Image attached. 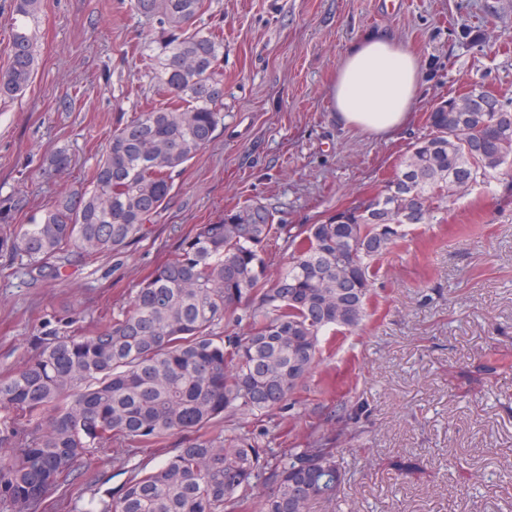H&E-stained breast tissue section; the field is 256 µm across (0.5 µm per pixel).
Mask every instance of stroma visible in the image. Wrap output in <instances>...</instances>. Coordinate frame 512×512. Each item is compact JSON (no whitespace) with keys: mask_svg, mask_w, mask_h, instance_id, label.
<instances>
[{"mask_svg":"<svg viewBox=\"0 0 512 512\" xmlns=\"http://www.w3.org/2000/svg\"><path fill=\"white\" fill-rule=\"evenodd\" d=\"M208 3L224 28L223 124L125 252L72 260L57 281L32 280L21 258L0 256V377L27 357L43 322L76 308L92 323L125 308L193 225L248 199L276 223H317L399 172L435 103L474 81L512 98V0ZM34 26L32 80L0 98V206L12 214L0 238L81 188L107 135L154 95L137 51L154 27L128 0H42ZM380 32L418 57L423 83L410 121L389 137L341 123L330 97L347 46ZM59 150L67 169L49 163ZM405 232L378 263L363 326L322 337L320 365L282 409L228 413L219 430L277 461L307 447L334 411L362 403L366 414L338 443L337 501L312 512H512V178L491 175L449 203L443 223ZM488 362L493 374L464 379ZM178 443H114L109 460L72 476L69 492L86 507ZM399 460L423 469L398 479Z\"/></svg>","mask_w":512,"mask_h":512,"instance_id":"obj_1","label":"stroma"}]
</instances>
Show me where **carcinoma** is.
<instances>
[{
  "mask_svg": "<svg viewBox=\"0 0 512 512\" xmlns=\"http://www.w3.org/2000/svg\"><path fill=\"white\" fill-rule=\"evenodd\" d=\"M40 0H14L35 17ZM157 35L139 47L158 100L112 130L83 190L64 193L37 224L0 238L36 280L62 275L77 253L92 263L142 237L182 171L224 121V37L207 25L206 0H129ZM0 70V95L34 73L35 35L19 25ZM474 110L451 99L429 112L401 170L374 196L293 229L259 203L197 224L175 257L157 266L128 306L87 333L72 312L63 329L30 338L33 354L0 377V512H75L54 494L114 442L143 447L172 436L176 452L134 472L86 512H303L336 500L340 470L333 430L314 433L272 463L263 449L213 434L226 411L282 408L320 361L321 336L367 317L376 263L417 224H440L442 204L512 166V107L470 84ZM283 240L288 263L272 273L266 251ZM236 331L224 333L221 326ZM256 488L250 499L244 492Z\"/></svg>",
  "mask_w": 512,
  "mask_h": 512,
  "instance_id": "cac0c4a2",
  "label": "carcinoma"
}]
</instances>
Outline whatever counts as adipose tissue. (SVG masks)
<instances>
[{
	"label": "adipose tissue",
	"mask_w": 512,
	"mask_h": 512,
	"mask_svg": "<svg viewBox=\"0 0 512 512\" xmlns=\"http://www.w3.org/2000/svg\"><path fill=\"white\" fill-rule=\"evenodd\" d=\"M420 83L412 52L390 36L368 35L344 53L332 102L343 124L384 136L405 125Z\"/></svg>",
	"instance_id": "obj_1"
}]
</instances>
